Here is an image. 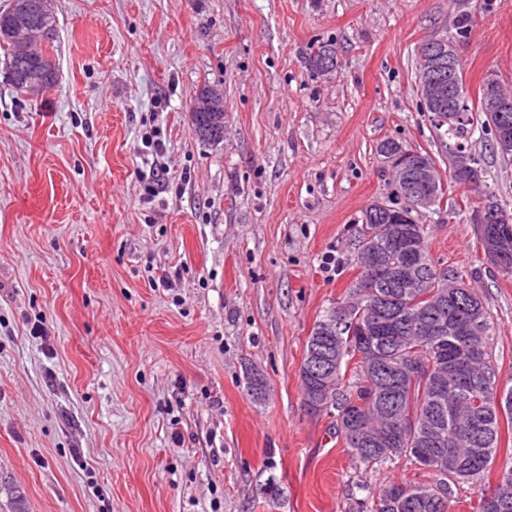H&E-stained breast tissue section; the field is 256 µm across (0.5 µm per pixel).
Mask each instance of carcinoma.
<instances>
[{
    "label": "carcinoma",
    "mask_w": 512,
    "mask_h": 512,
    "mask_svg": "<svg viewBox=\"0 0 512 512\" xmlns=\"http://www.w3.org/2000/svg\"><path fill=\"white\" fill-rule=\"evenodd\" d=\"M9 32L0 36V53L8 80L17 87L21 72L40 70L47 73L45 89L35 91L42 96L57 80L54 51L59 38L58 22L50 0H14L0 12ZM456 34L447 35V46L456 57L457 92L464 112L452 127L436 128L439 142L460 151L472 149L475 132L493 128V113L485 111L483 96L469 99L463 84V63L458 50L457 36L465 33L472 23L471 12L456 11ZM305 64L316 73H331L338 66L336 48L322 44L310 49ZM191 118L195 136L202 142L218 144L224 140V99L220 90L205 86L191 97ZM466 186L465 179L452 172L448 180L433 188L431 213L441 212L448 190ZM392 215L372 205L362 212L361 223L352 228L355 264L380 240L387 242L381 258L399 270L406 258L402 247L389 243L388 231L400 232L401 224L391 223ZM408 227L414 230L422 258L421 280L418 288H402L398 279L376 281L369 270H359L343 300L324 311L305 341L300 374H305L310 356L321 344L316 336H331V324L344 320L346 329L332 340L336 354V403L323 414L336 421V430L350 456L366 468L381 465L395 457L410 458L419 470L434 469L445 476L441 489L427 488L422 483L392 482L371 496V502H361L364 512H449L452 486L468 483L490 472L500 451V424H512V385H501L499 371L491 364L486 339L490 332V316L478 294L458 288L443 292L441 272L457 282H463L451 269L440 270L428 251L430 225L419 221L413 213ZM432 312V318L446 322L444 333L420 335L416 321ZM467 310L474 311L480 321L477 332L468 338L451 335L453 319ZM387 314L397 324L396 335L403 341H375L366 344L359 338L360 326L380 313ZM429 363L434 367L436 384L411 375L414 363ZM358 402L359 415L372 425L385 427L410 415L423 420L433 419L440 430L441 441L427 444L423 433L407 428L401 443L379 445L366 449L355 445L341 421L345 404ZM472 418L482 424L475 432L465 423ZM512 487V465L498 474L492 491L480 494L475 512H512L497 506L499 485Z\"/></svg>",
    "instance_id": "carcinoma-1"
}]
</instances>
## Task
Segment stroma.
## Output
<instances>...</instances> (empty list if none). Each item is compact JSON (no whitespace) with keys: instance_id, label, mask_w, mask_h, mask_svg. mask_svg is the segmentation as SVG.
Masks as SVG:
<instances>
[{"instance_id":"stroma-1","label":"stroma","mask_w":512,"mask_h":512,"mask_svg":"<svg viewBox=\"0 0 512 512\" xmlns=\"http://www.w3.org/2000/svg\"><path fill=\"white\" fill-rule=\"evenodd\" d=\"M55 86L0 71V512H355L404 457L369 470L299 368L357 276L346 250L390 193L387 137L445 161L416 52L453 31L448 0H56ZM334 44L315 74L310 48ZM466 90L512 89V0L476 9ZM224 93V141L193 133L194 90ZM158 133L169 169L145 202ZM512 211V161L474 136ZM477 195L448 193L432 259L471 283L512 379V275L477 242ZM334 269H326L327 258ZM265 376L266 400L244 378ZM277 498L267 493L269 483ZM304 59L305 64L316 73H331L338 66L336 48L332 44H322L310 49Z\"/></svg>"}]
</instances>
